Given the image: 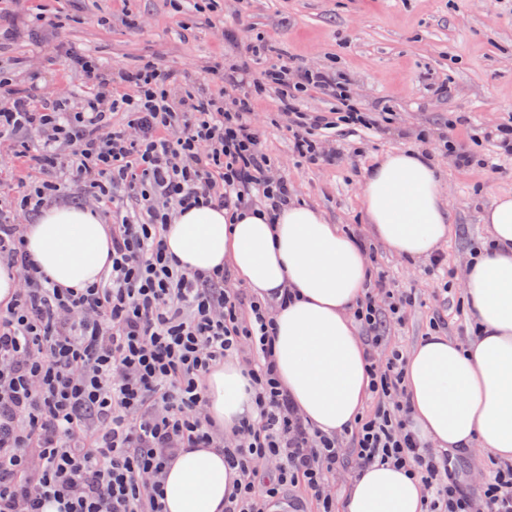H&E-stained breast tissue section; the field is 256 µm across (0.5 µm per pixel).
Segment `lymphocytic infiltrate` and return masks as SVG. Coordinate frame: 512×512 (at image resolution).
<instances>
[{
  "instance_id": "1",
  "label": "lymphocytic infiltrate",
  "mask_w": 512,
  "mask_h": 512,
  "mask_svg": "<svg viewBox=\"0 0 512 512\" xmlns=\"http://www.w3.org/2000/svg\"><path fill=\"white\" fill-rule=\"evenodd\" d=\"M71 67L89 88L79 106L0 72V138L33 171L0 207V266L17 280L0 305V512H165L162 478L183 448H220L239 475L224 512H265L287 485L303 483L334 512L328 475L344 462L343 441L311 426L282 388L272 354L273 306L243 301L225 271L190 270L169 256L168 224L182 211L260 207L276 219L290 200L252 124L253 100L188 90L149 61L106 73L77 52ZM225 88L280 89L296 155L335 162L321 140L339 128H370L336 70L266 65L213 66ZM319 90L334 116L308 112ZM122 122H115V115ZM111 215V267L84 288H60L24 250L18 215L36 216L70 190ZM411 296L377 275L354 311L368 345L374 410L350 432L355 466L409 467L428 494V512H512V464L474 498L448 457L411 432L404 356L377 360L387 321H402ZM241 355L255 417L225 434L208 416L204 382L226 357ZM273 462L263 471L259 462Z\"/></svg>"
}]
</instances>
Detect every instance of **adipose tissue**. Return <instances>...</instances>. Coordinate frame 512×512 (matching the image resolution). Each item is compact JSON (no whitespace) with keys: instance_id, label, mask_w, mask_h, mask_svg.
<instances>
[{"instance_id":"obj_1","label":"adipose tissue","mask_w":512,"mask_h":512,"mask_svg":"<svg viewBox=\"0 0 512 512\" xmlns=\"http://www.w3.org/2000/svg\"><path fill=\"white\" fill-rule=\"evenodd\" d=\"M364 218L373 237L414 260L438 252L451 233L437 168L402 148L379 158L363 184ZM481 220L488 239L464 275L463 302L476 336L459 342L432 333L407 354L404 384L410 428L433 451L472 446L512 460V194L494 197ZM167 251L192 270L231 266L255 297L273 302L279 379L299 413L323 434L353 428L370 395L365 346L351 310L369 282L366 254L337 225L304 203L276 222L253 209L229 218L221 208L181 212L165 234ZM24 244L36 266L64 288L99 281L111 262L106 225L89 210L44 209L27 225ZM207 412L226 430L251 417L245 370L228 360L205 381ZM237 474L218 448H187L162 483L166 512H224ZM419 478L397 464L376 463L352 483L341 512H425Z\"/></svg>"}]
</instances>
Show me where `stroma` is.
Instances as JSON below:
<instances>
[{
  "label": "stroma",
  "mask_w": 512,
  "mask_h": 512,
  "mask_svg": "<svg viewBox=\"0 0 512 512\" xmlns=\"http://www.w3.org/2000/svg\"><path fill=\"white\" fill-rule=\"evenodd\" d=\"M46 10L55 29L0 45V70L24 81L23 64L40 72L46 91L78 105L85 75L64 55L71 49L109 71L151 59L180 72L182 88L224 91L208 69L239 62V46H263L265 64L316 69L335 66L356 106L374 118L375 130H344L335 163L304 166L280 112V95L258 96L251 120L276 174L288 180L292 199L317 209L329 223L370 239L362 186L368 167L401 147L432 154L452 231L431 260L407 261L383 244L370 269L411 294L402 322L391 323L381 355L410 352L438 331L464 340L473 320L462 302L463 274L472 247L486 235L480 216L495 195L512 193V156L497 153L486 131L512 116V0H219L217 9L182 15L169 0H0V19ZM233 32L234 41L224 39ZM478 150L484 165L456 166L444 139ZM449 463L473 496L499 466L495 458L461 453Z\"/></svg>",
  "instance_id": "35a3bbf8"
}]
</instances>
